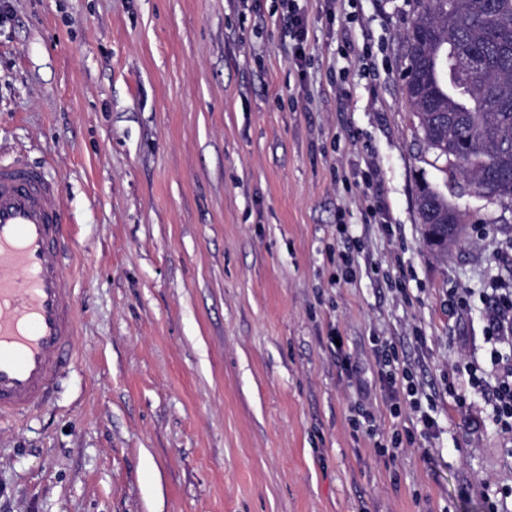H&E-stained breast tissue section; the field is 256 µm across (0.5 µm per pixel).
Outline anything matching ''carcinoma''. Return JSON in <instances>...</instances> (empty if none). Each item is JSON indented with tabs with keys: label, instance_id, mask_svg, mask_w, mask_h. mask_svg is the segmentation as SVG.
I'll return each instance as SVG.
<instances>
[{
	"label": "carcinoma",
	"instance_id": "cac0c4a2",
	"mask_svg": "<svg viewBox=\"0 0 512 512\" xmlns=\"http://www.w3.org/2000/svg\"><path fill=\"white\" fill-rule=\"evenodd\" d=\"M404 91L434 161L512 207V0H416ZM481 66L461 69L460 60Z\"/></svg>",
	"mask_w": 512,
	"mask_h": 512
}]
</instances>
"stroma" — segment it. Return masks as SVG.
<instances>
[{"label":"stroma","instance_id":"1","mask_svg":"<svg viewBox=\"0 0 512 512\" xmlns=\"http://www.w3.org/2000/svg\"><path fill=\"white\" fill-rule=\"evenodd\" d=\"M1 4L0 158L58 184L81 358L0 419V512H489L508 438L448 388L488 358L512 208L432 165L402 82L414 0H298L301 69L283 0ZM423 182L465 215L445 255ZM375 336L438 437L380 397L399 444L368 434ZM297 0H287L288 5V37L291 42V59L298 68L306 61V44L308 27L306 15L301 12Z\"/></svg>","mask_w":512,"mask_h":512}]
</instances>
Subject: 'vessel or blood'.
<instances>
[{"mask_svg":"<svg viewBox=\"0 0 512 512\" xmlns=\"http://www.w3.org/2000/svg\"><path fill=\"white\" fill-rule=\"evenodd\" d=\"M56 184L22 154L0 160V417L44 405L77 363V301L62 270L74 251Z\"/></svg>","mask_w":512,"mask_h":512,"instance_id":"vessel-or-blood-1","label":"vessel or blood"}]
</instances>
